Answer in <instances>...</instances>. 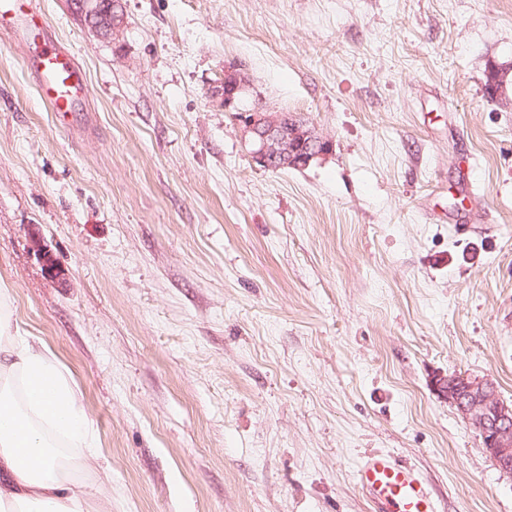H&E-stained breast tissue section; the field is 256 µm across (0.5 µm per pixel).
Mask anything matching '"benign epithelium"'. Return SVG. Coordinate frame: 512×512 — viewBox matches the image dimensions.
<instances>
[{"mask_svg":"<svg viewBox=\"0 0 512 512\" xmlns=\"http://www.w3.org/2000/svg\"><path fill=\"white\" fill-rule=\"evenodd\" d=\"M89 28L98 30L100 20L107 21L108 37L116 40L123 30V16L103 10L101 0H67ZM251 86L249 74L243 68L224 69V111L235 112L252 140L255 162L265 169L305 167L314 158L327 153L330 141L313 135L292 124L286 113L262 105L242 108V96ZM436 390L448 404L482 437L483 446L505 474L512 476V403L503 401L493 381L484 377L450 376L435 381Z\"/></svg>","mask_w":512,"mask_h":512,"instance_id":"1","label":"benign epithelium"}]
</instances>
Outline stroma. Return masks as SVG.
Segmentation results:
<instances>
[{"mask_svg":"<svg viewBox=\"0 0 512 512\" xmlns=\"http://www.w3.org/2000/svg\"><path fill=\"white\" fill-rule=\"evenodd\" d=\"M121 3L112 40L34 0L87 72L64 122L0 34V284L83 394L99 512H370L372 450L512 512L433 385L512 403V0ZM232 63L331 152L258 166Z\"/></svg>","mask_w":512,"mask_h":512,"instance_id":"stroma-1","label":"stroma"}]
</instances>
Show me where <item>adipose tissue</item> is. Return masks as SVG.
<instances>
[{
    "label": "adipose tissue",
    "instance_id": "obj_1",
    "mask_svg": "<svg viewBox=\"0 0 512 512\" xmlns=\"http://www.w3.org/2000/svg\"><path fill=\"white\" fill-rule=\"evenodd\" d=\"M0 289V512H92L78 479L98 438L82 394L48 348L12 326Z\"/></svg>",
    "mask_w": 512,
    "mask_h": 512
}]
</instances>
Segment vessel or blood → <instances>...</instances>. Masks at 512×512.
<instances>
[{"mask_svg": "<svg viewBox=\"0 0 512 512\" xmlns=\"http://www.w3.org/2000/svg\"><path fill=\"white\" fill-rule=\"evenodd\" d=\"M0 33L32 41L25 68L33 76L41 100L58 117L85 105L90 95L85 69L71 49L52 35L32 0H0ZM356 480L371 512H438L418 473L388 453H369L357 469Z\"/></svg>", "mask_w": 512, "mask_h": 512, "instance_id": "obj_1", "label": "vessel or blood"}]
</instances>
